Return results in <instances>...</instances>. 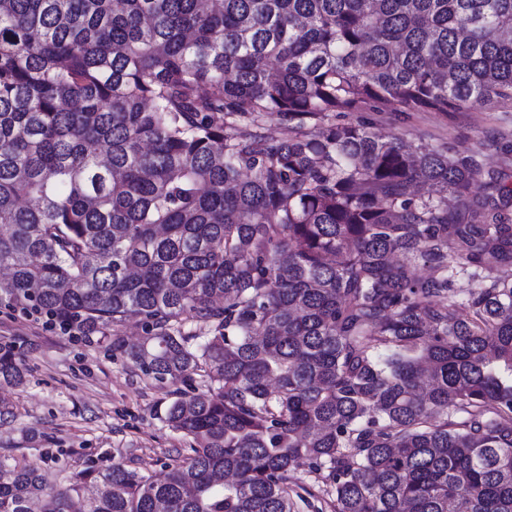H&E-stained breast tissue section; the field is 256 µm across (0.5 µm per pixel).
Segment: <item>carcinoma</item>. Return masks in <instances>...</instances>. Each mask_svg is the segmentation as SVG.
<instances>
[{"label":"carcinoma","instance_id":"obj_1","mask_svg":"<svg viewBox=\"0 0 512 512\" xmlns=\"http://www.w3.org/2000/svg\"><path fill=\"white\" fill-rule=\"evenodd\" d=\"M488 103L512 0H0V303L76 343L135 317L112 353L206 378L164 410L187 456L56 512H294L299 459L334 512H512V189L347 120ZM45 490L0 459V512Z\"/></svg>","mask_w":512,"mask_h":512}]
</instances>
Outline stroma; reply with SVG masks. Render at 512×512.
Wrapping results in <instances>:
<instances>
[{
    "instance_id": "35a3bbf8",
    "label": "stroma",
    "mask_w": 512,
    "mask_h": 512,
    "mask_svg": "<svg viewBox=\"0 0 512 512\" xmlns=\"http://www.w3.org/2000/svg\"><path fill=\"white\" fill-rule=\"evenodd\" d=\"M381 138L394 134L429 144L478 148L486 167L507 173L512 186V107L490 105L468 112H367ZM14 342L26 382L0 392V457L38 468L48 487H67L87 467L123 460L129 469L162 477L165 466L187 454L188 443L163 422L164 408L179 393L204 387L157 381L106 352L94 336L73 343L43 321L0 307V341Z\"/></svg>"
}]
</instances>
